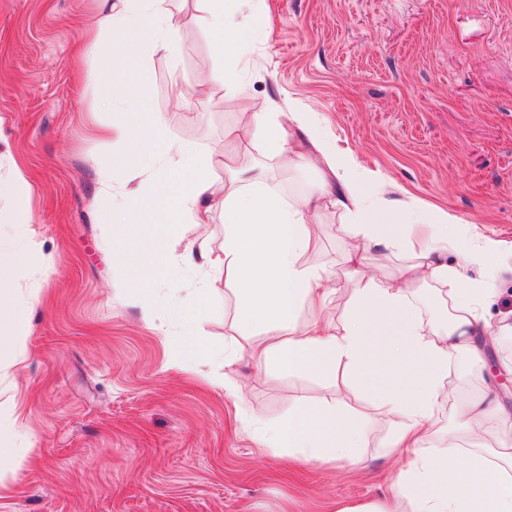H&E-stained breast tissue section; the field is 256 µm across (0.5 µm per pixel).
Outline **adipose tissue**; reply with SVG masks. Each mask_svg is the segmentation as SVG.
Wrapping results in <instances>:
<instances>
[{
	"mask_svg": "<svg viewBox=\"0 0 512 512\" xmlns=\"http://www.w3.org/2000/svg\"><path fill=\"white\" fill-rule=\"evenodd\" d=\"M117 12L103 15L100 31H109L127 52L141 44L172 50L178 41L166 0H122ZM203 24L219 37L230 58L244 56L248 41L245 20L223 0H202ZM256 132L272 157L285 166L320 170L315 189L297 199L277 193L244 164H225L223 178L211 174V160L201 159L190 143L165 150L170 131L162 118L134 126L119 119L107 124L104 137L116 158L99 172V190L111 193L119 172L149 161L146 185L130 190L132 200H149L159 233L188 224L194 230L183 252L168 260L159 242H147L126 214L114 217L120 227L112 259L118 268L134 267L124 285L134 302L160 266L199 275L210 270L237 284L235 321L242 329L236 348L279 373H303L330 382L342 381L350 401H294L287 414L264 426L261 437L278 454L305 463L355 461L368 445L367 431L378 417L392 423L390 447L410 455L394 485L406 512H512V409L491 393L455 403V429L446 447L434 448L435 412L447 395L448 367L464 352L481 360L487 344L512 335V317L490 321L478 313L480 300L494 292V242L462 238L441 210H426L390 198L353 166L350 154L327 139L308 113L259 112ZM339 212V232L349 240L343 255L347 268L348 307L340 322L324 319L322 309L331 290L321 269L308 255L318 247L314 224L319 213ZM224 217V258L212 260L205 231L213 214ZM26 214L0 213V307L8 306L13 331L0 336V374L20 366L26 356L25 329L40 301L39 292L17 299L18 272L37 242ZM372 248L418 251L420 263L398 277L381 280L367 271L364 254ZM459 256L448 266V250ZM485 265L477 283L466 277L469 265ZM440 286L438 298L449 323L425 326L413 290L418 282ZM309 309L299 321L300 309ZM380 337L382 358L370 352L371 337ZM420 363L418 376L410 364Z\"/></svg>",
	"mask_w": 512,
	"mask_h": 512,
	"instance_id": "obj_1",
	"label": "adipose tissue"
}]
</instances>
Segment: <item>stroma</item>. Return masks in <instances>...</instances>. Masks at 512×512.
Returning a JSON list of instances; mask_svg holds the SVG:
<instances>
[{
	"mask_svg": "<svg viewBox=\"0 0 512 512\" xmlns=\"http://www.w3.org/2000/svg\"><path fill=\"white\" fill-rule=\"evenodd\" d=\"M103 0H0V180L22 170L28 199L4 193L0 211L28 208L39 247L31 267L52 259L40 282L22 367L0 382V407L24 432L23 466L0 477V512H390L404 451L383 455L390 421L369 426L360 462L299 465L275 454L259 432L299 397L335 399L330 383L276 374L238 353L232 388L217 387L222 363L170 365L181 300L194 277L161 276L146 322L117 289L111 215L127 188L98 194L111 145L96 135L122 94L120 75L146 72L142 110L168 123L172 144L202 157L237 154L295 199L319 178L281 168L261 141L230 128L262 108L312 113L324 135L350 149L395 198L429 203L471 235L512 244V0H239L257 29L232 86L199 23V0H169L185 34L174 53L143 44L125 55L101 37L83 54ZM109 56L112 74L95 76ZM191 90L181 100L179 90ZM339 214L318 218L320 248L309 261L337 287L325 316L340 321L348 295L340 257L348 241ZM202 319L201 344L237 339L235 285L219 280ZM457 398L489 385L503 403L512 388L479 372L464 354L451 362Z\"/></svg>",
	"mask_w": 512,
	"mask_h": 512,
	"instance_id": "1",
	"label": "stroma"
}]
</instances>
